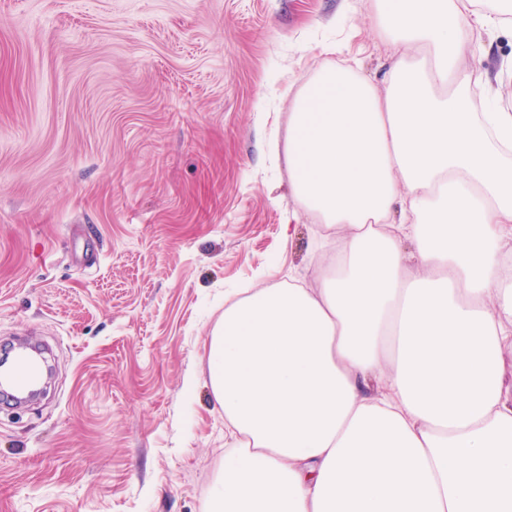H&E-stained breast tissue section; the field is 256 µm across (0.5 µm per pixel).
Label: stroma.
I'll use <instances>...</instances> for the list:
<instances>
[{"mask_svg":"<svg viewBox=\"0 0 512 512\" xmlns=\"http://www.w3.org/2000/svg\"><path fill=\"white\" fill-rule=\"evenodd\" d=\"M481 41L512 97V33ZM326 44L380 80L376 0H0V344L52 366L0 402V512H203L224 303L311 276L268 144Z\"/></svg>","mask_w":512,"mask_h":512,"instance_id":"35a3bbf8","label":"stroma"}]
</instances>
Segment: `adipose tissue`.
I'll list each match as a JSON object with an SVG mask.
<instances>
[{
  "mask_svg": "<svg viewBox=\"0 0 512 512\" xmlns=\"http://www.w3.org/2000/svg\"><path fill=\"white\" fill-rule=\"evenodd\" d=\"M394 46L289 81L285 154L318 222L310 284L224 309L236 436L208 512H512V104L476 35L512 0H377Z\"/></svg>",
  "mask_w": 512,
  "mask_h": 512,
  "instance_id": "ef3b65f1",
  "label": "adipose tissue"
}]
</instances>
